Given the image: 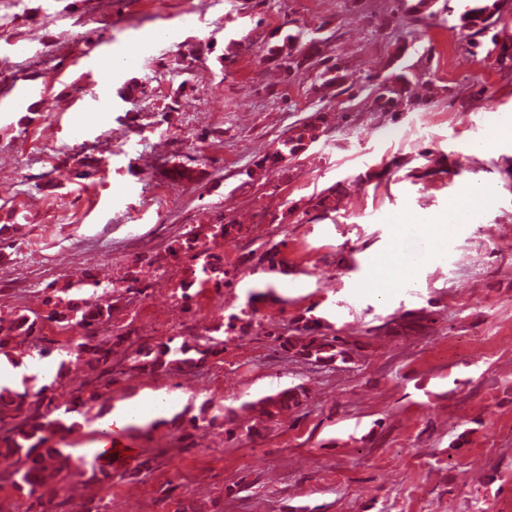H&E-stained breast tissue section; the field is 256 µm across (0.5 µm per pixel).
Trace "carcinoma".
Wrapping results in <instances>:
<instances>
[{"instance_id": "cac0c4a2", "label": "carcinoma", "mask_w": 512, "mask_h": 512, "mask_svg": "<svg viewBox=\"0 0 512 512\" xmlns=\"http://www.w3.org/2000/svg\"><path fill=\"white\" fill-rule=\"evenodd\" d=\"M434 0H402L405 13L422 19ZM512 17V0H470L469 8L459 16V28L467 44L476 48L481 45L477 37ZM492 46L485 49L482 61L494 65L505 75H512V40L498 42L491 39ZM268 57L276 67L289 76L304 71L313 75L311 89L329 86L339 87L337 95L345 96L337 106L336 124L349 121L353 116L348 103L358 97L354 85H346V77L340 75L339 62L331 57H322L315 48L314 39L302 29H294L286 34L282 42L268 48ZM360 90L367 91L371 107L375 111L396 112L403 105H413L412 81L401 74L395 77L372 76L365 79ZM329 113L320 109L297 122L290 128L291 135L279 143L273 152L253 162L254 169L246 171L250 178L262 176L267 164L295 156L309 142H316L330 129ZM343 183L315 194L310 198L312 210L325 215L336 209V200L343 194ZM243 226L234 223L226 215L218 216L211 224H201L187 231L183 238L171 247V255L180 253L191 255V259L202 266V283H213L221 288L230 283L229 272L224 269V258L205 248L204 240L216 239L231 234H239ZM122 292L113 303L101 304L91 289L99 287V282L82 278L58 289L55 306L61 307L51 313L49 319L64 329L72 324L83 327L84 334L76 343L78 355L85 362V372L89 378L75 388L71 405L60 408L48 395L50 386L44 385L32 393L29 388L15 390L0 383V481L9 483L19 493L30 499V509L47 512L51 506L58 512H69V484L66 478L82 476L84 471L73 465L71 457L60 448L64 436L81 429V424L73 420V414L82 413L84 408H93L112 386L120 365L118 355L132 351L129 370L147 375H167L172 373H194L205 366L208 356L224 346L222 336L238 334L244 336L253 326L254 316L246 310L231 314L227 322L214 328L215 335L202 336L204 345H191L186 341L173 344L174 338L155 344L142 340L134 329L112 325L115 314L122 311L138 296L144 294L150 284L140 279V272L126 270L116 279ZM74 291L79 298L69 297ZM40 320L37 313L26 311L0 315V354L7 357L13 352L26 354L31 351L40 357L48 355L46 348L39 345ZM429 319L424 315L405 313L384 324L386 331L395 335L418 334L428 327ZM109 332L98 336L100 330ZM266 335L271 337L282 354L298 358L320 369L331 370L338 364H349L359 346L345 337L331 331L324 320L310 316H300L295 322L284 327L268 324ZM308 394L302 384H295L272 394L261 396L242 405L245 410L258 412V420L237 434L231 426L233 420L223 416L227 439L240 441L244 438L259 437L266 430V424L279 420L289 411L299 410L307 402ZM215 420L208 404H203L199 414L185 419L184 414L174 416L170 421L185 447L192 446L204 423ZM157 457L140 458L136 465L119 474L99 465L92 467V479L104 486L112 484L117 476H134L148 473L153 469Z\"/></svg>"}]
</instances>
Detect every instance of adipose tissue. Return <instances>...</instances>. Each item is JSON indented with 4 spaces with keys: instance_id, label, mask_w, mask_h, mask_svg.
<instances>
[{
    "instance_id": "adipose-tissue-1",
    "label": "adipose tissue",
    "mask_w": 512,
    "mask_h": 512,
    "mask_svg": "<svg viewBox=\"0 0 512 512\" xmlns=\"http://www.w3.org/2000/svg\"><path fill=\"white\" fill-rule=\"evenodd\" d=\"M491 196L479 185L466 187L448 202V210L431 216L408 215L394 226L389 246L382 257L368 266V278L381 296H388L391 289L413 286L418 281L415 267L405 264L401 241L409 235L422 237L427 244L426 260H440L448 255L451 236L464 224L489 207Z\"/></svg>"
}]
</instances>
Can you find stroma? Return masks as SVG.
Masks as SVG:
<instances>
[{
    "label": "stroma",
    "instance_id": "1",
    "mask_svg": "<svg viewBox=\"0 0 512 512\" xmlns=\"http://www.w3.org/2000/svg\"><path fill=\"white\" fill-rule=\"evenodd\" d=\"M16 12L0 29V59L11 61L0 73V313L42 316L44 365L57 371L46 288L84 273L108 283L135 266L147 295L115 323L143 339L208 309L250 304L258 324L197 374L121 377L105 404L163 390L187 415L210 400L243 428L244 402L292 384L308 390L307 405L251 440H226L217 426L187 450L167 424L126 437L158 467L105 488L81 477L74 503L95 496L101 512H183L193 502L219 512H477L482 501L512 512V148L474 149L491 132L488 107L512 111V76L472 53L457 16L412 23L398 0H109L101 9L22 0ZM293 24L316 32L348 80L403 72L431 81L433 94L395 114L358 97V124L251 179L253 160L295 121L336 109L334 89L312 90L306 75L264 62ZM188 65L196 78L184 86L175 73ZM421 149L457 165L434 178L387 172L393 157ZM174 164L195 168L197 180L171 179ZM368 171L378 179L362 180ZM353 176L339 213L275 224L284 201L306 205ZM472 183L492 205L457 231L446 260L420 265L417 287L380 298L365 266L385 251L395 220L447 211ZM221 212L245 228L212 245L232 286L175 298L193 263L169 246ZM132 233L142 246L129 248ZM271 239L283 266L241 272ZM309 308L359 344L354 364L317 370L266 337L264 323L285 325ZM418 311L431 315L428 333L383 330L393 315Z\"/></svg>",
    "mask_w": 512,
    "mask_h": 512
}]
</instances>
